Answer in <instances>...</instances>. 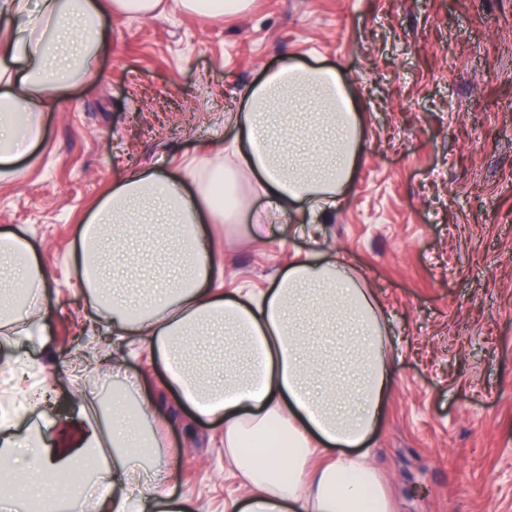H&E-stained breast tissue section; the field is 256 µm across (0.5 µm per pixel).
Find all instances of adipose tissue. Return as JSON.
I'll list each match as a JSON object with an SVG mask.
<instances>
[{"label": "adipose tissue", "mask_w": 512, "mask_h": 512, "mask_svg": "<svg viewBox=\"0 0 512 512\" xmlns=\"http://www.w3.org/2000/svg\"><path fill=\"white\" fill-rule=\"evenodd\" d=\"M101 0H0V179L44 135L40 114L53 95L93 74L104 46ZM227 120L239 169L254 176L266 205L224 206L218 185L190 166L180 176L141 168L115 183L80 231L70 262L95 311L87 331L88 366L122 370L102 346L141 337L164 366L178 401L196 415L224 422V463L243 492L226 512H393L367 445L391 388L384 322L365 279L343 260L305 256L277 273L259 294L224 287V261L204 223L234 217L247 238L267 241L272 225L306 213L316 235L334 211L361 158V116L334 69L290 62L267 73ZM163 254L169 273L142 284L139 301L110 277L114 259L136 275V259ZM51 277L18 231H0V344L16 353L0 363L15 375L28 360L19 347L37 328ZM88 429L80 456L54 462L37 438L13 441L0 422V483L21 478L16 503L58 512L46 485L63 464L80 460L93 473L92 512H188L168 499L173 460L166 439L144 430L154 402L135 385L117 386L111 403L86 398ZM154 466L143 483L134 464Z\"/></svg>", "instance_id": "ef3b65f1"}]
</instances>
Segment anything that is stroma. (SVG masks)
<instances>
[{
	"label": "stroma",
	"instance_id": "35a3bbf8",
	"mask_svg": "<svg viewBox=\"0 0 512 512\" xmlns=\"http://www.w3.org/2000/svg\"><path fill=\"white\" fill-rule=\"evenodd\" d=\"M95 74L43 112L44 138L0 180V229H23L52 277L49 307L22 349L45 400L10 431L52 447L83 416L81 394L114 387L72 349L91 305L67 254L112 183L196 158L262 206L253 183L210 148L233 139L224 115L288 61L335 67L362 116V155L319 243L290 214L264 243L210 225L224 285L260 291L317 249L343 258L375 293L392 355V390L370 440L395 512H512V0H253L200 22L105 14ZM159 401L177 461L168 493L224 512L241 491L224 469L218 423L170 401L168 376L140 343L120 352Z\"/></svg>",
	"mask_w": 512,
	"mask_h": 512
}]
</instances>
